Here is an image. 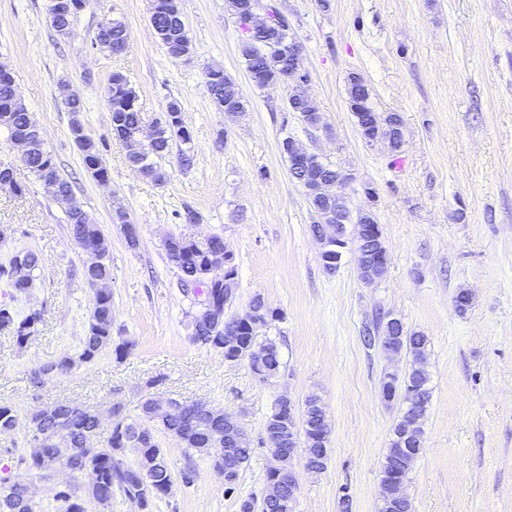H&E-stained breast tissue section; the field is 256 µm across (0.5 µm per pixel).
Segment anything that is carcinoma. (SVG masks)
I'll use <instances>...</instances> for the list:
<instances>
[{"mask_svg": "<svg viewBox=\"0 0 512 512\" xmlns=\"http://www.w3.org/2000/svg\"><path fill=\"white\" fill-rule=\"evenodd\" d=\"M282 23L276 43H270L271 35L261 33L245 36L241 42V54L246 69L252 75L254 84L259 88H267L280 81L281 75L288 69L291 57L277 48V45L290 39L288 36V19L278 15ZM152 28L164 46L166 52L179 44H189L179 6L168 12L160 11V5H152ZM128 32L123 21L112 19L109 29L97 32L91 47L99 51H112V45L127 42ZM111 81L117 91L106 90L105 101L112 113V123L127 149V160L136 161L137 169L142 175L156 184L166 181L167 173L157 163L169 149L172 141L178 140L188 144L191 137L180 135L182 118L178 104L171 102L164 115L156 120L154 136L149 142L139 139L138 131L144 120L140 107L132 103L136 92L129 86L126 76L120 72L112 74ZM206 84L216 85V96L212 100L216 108L227 114L245 111L248 104L233 80L224 74L221 68H212L206 74ZM348 103L357 124L364 127L369 136L385 131L391 134L397 147H402L404 136L398 126L403 124L400 114L396 112L381 113L371 104L370 94L363 79L352 74L347 81ZM293 109L305 115L311 125L319 124L321 113L313 98L303 100L290 98ZM28 109L22 101H16L12 110L0 111V127L6 128L10 136L23 135L28 139L30 157L26 167L39 179L45 181L53 176L61 184L63 191L71 189V184L60 177L57 169L46 171L44 159L52 155L44 147V135L40 130L28 129ZM309 171L323 177L320 191L309 194L310 203L318 215V221L312 225V232H321L331 243L346 238V230H338L336 225L327 218V208L336 202L332 185L341 171L328 163H310ZM69 233L72 238L87 243L101 240L102 232L88 215L81 209L67 216ZM214 245V238H207V243L193 242L176 253L171 244H165L168 261L180 273L182 280L196 279L207 287L213 295L223 294L224 286L210 281L208 278V252ZM42 268V259L32 250H21L14 253L7 262L0 264V280L17 294L25 293L33 286L35 272ZM83 278L93 294V308L85 335L80 338L75 354L63 355L43 364L38 373L45 377L63 375L70 372L76 363H90L102 352L112 347V288L111 268L109 264L108 245L102 246L99 264L92 269L83 270ZM43 315L32 311L19 317L8 305H0V330L13 334L18 345L38 332ZM363 339L371 347L381 342L384 349L391 347L412 356L411 369L403 376H394L383 380L382 388L389 398H399L402 414L395 423L386 455V466L383 467L381 480L382 496L379 512H411V504L407 500L397 502L391 495V480L399 476L406 478L414 462L425 447L424 419L432 396L431 376L425 360L427 337L401 328L391 334V327L381 317L365 325ZM193 341L221 352L224 346V335L215 334L205 323H200L193 336ZM306 420L303 438L297 433L282 429L272 432L269 438L276 448L288 447V442L303 444L305 455L311 464L326 468L328 461V439L323 435L322 427L326 426L325 411L318 396L312 394L305 400ZM49 412L47 428L51 434L66 440L69 444L67 465L71 477L86 480L90 489L78 495L73 488L60 484L55 487V512H88L87 503L94 502L102 509L112 506V490L118 489L140 510L146 512L155 499H161L170 492L173 479L165 461V449L158 439L157 433H165L178 437L179 444L186 450L199 451L198 435L207 423L203 409L193 407L185 411L179 418L159 416L149 418L145 414L134 419L124 413V407L118 406L117 421L112 423L109 436L103 444L91 448L89 444L100 435V427L94 418V411L83 406L77 408L69 403H58L40 408ZM18 423V414L13 406L0 404V432L13 430ZM126 448H135L139 459L131 464L122 458ZM253 448L247 443L236 449L234 467L224 475L225 493L235 492L241 472L246 468L252 456ZM0 453L11 458L17 469H24L42 478L47 477L55 456L51 442L38 454L23 453L14 448H5ZM0 512H40V503L35 500L29 487L16 482L10 476H0ZM239 512H294L293 505L288 501V492H283L281 502L272 507L265 501L257 502L251 495L239 503Z\"/></svg>", "mask_w": 512, "mask_h": 512, "instance_id": "1", "label": "carcinoma"}]
</instances>
